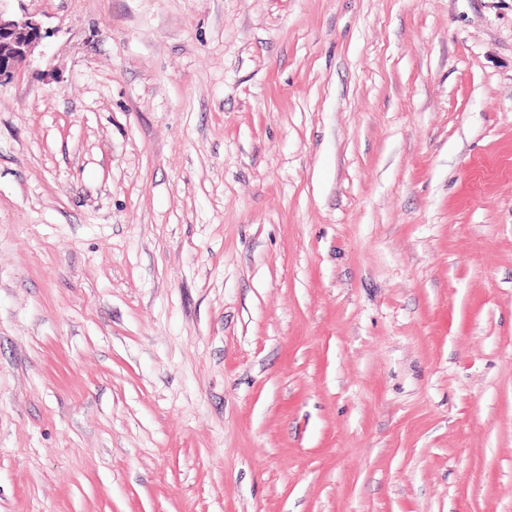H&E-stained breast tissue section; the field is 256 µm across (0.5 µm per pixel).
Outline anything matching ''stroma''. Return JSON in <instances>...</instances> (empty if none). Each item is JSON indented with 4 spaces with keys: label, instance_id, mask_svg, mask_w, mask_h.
<instances>
[{
    "label": "stroma",
    "instance_id": "35a3bbf8",
    "mask_svg": "<svg viewBox=\"0 0 512 512\" xmlns=\"http://www.w3.org/2000/svg\"><path fill=\"white\" fill-rule=\"evenodd\" d=\"M0 15V512H512V0ZM46 35L34 17L9 19L0 15V83L13 78L17 64L31 57Z\"/></svg>",
    "mask_w": 512,
    "mask_h": 512
}]
</instances>
